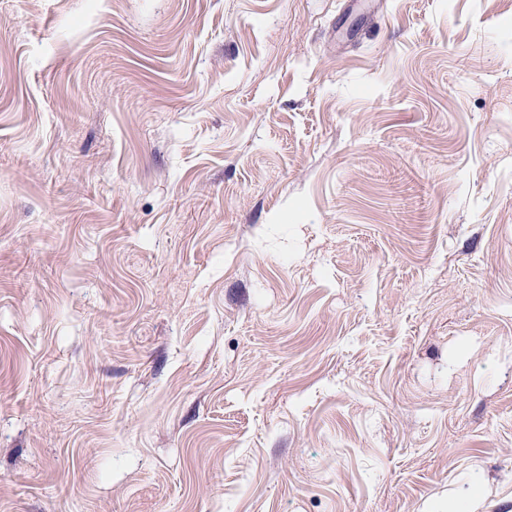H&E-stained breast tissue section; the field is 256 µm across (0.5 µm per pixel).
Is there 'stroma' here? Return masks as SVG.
<instances>
[{"instance_id": "stroma-1", "label": "stroma", "mask_w": 512, "mask_h": 512, "mask_svg": "<svg viewBox=\"0 0 512 512\" xmlns=\"http://www.w3.org/2000/svg\"><path fill=\"white\" fill-rule=\"evenodd\" d=\"M512 512V0H0V512Z\"/></svg>"}]
</instances>
